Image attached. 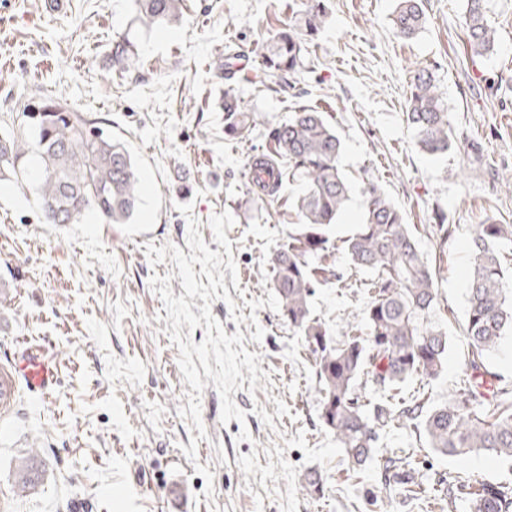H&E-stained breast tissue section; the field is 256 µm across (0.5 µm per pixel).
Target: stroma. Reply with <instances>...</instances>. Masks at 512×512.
Returning a JSON list of instances; mask_svg holds the SVG:
<instances>
[{
	"mask_svg": "<svg viewBox=\"0 0 512 512\" xmlns=\"http://www.w3.org/2000/svg\"><path fill=\"white\" fill-rule=\"evenodd\" d=\"M302 0H184L179 20L139 38V57L115 69L112 40L133 16L132 0H66L59 13L45 0H0V113L19 112L32 95L57 98L101 120L124 145L141 178V204L126 224L87 217L74 226L44 223L32 186L0 184V372L38 345L53 356L56 380L43 395L17 385L0 405V512H167L165 494L179 482L192 512H470L449 487L472 481L512 486V468L490 456L457 463L435 455L411 428H391L382 449L413 448L426 473L418 496L394 489L369 504L379 470L349 469L334 435L321 427L314 362L279 310L269 265L299 217L301 184L280 196L247 200V163L271 126L300 108L324 113L341 142L340 167L352 200L329 226L332 240L363 218V180L377 182L402 210L419 251L436 272L437 299L428 321L448 334L445 372L415 381L427 405L447 403L468 357L464 339L468 271L479 225L512 224V0H487L496 30L485 56L465 49L464 0H423L426 21L411 39L397 36L396 0H324L325 21L276 93L260 63L263 52L301 10ZM434 76L456 145L431 157L404 120L415 70ZM250 112L249 139L224 134V93ZM192 207L184 216L180 205ZM230 212L227 229L238 288L212 314L226 334L242 332L265 371L255 392H233L245 422L221 423L214 385L201 395L207 432L196 456L182 452L192 436L178 407L191 387L167 334L168 312L150 285L170 276L172 260L152 264L147 245L186 248L188 220L211 251L208 225ZM445 214L448 239L430 226ZM341 282L317 288L312 313L344 339L370 301L369 272L335 256ZM243 315L235 323L233 314ZM251 438L239 440L241 428ZM42 449L40 487L13 493L15 458ZM214 475L213 497L196 465ZM328 481L321 495L300 486L311 469Z\"/></svg>",
	"mask_w": 512,
	"mask_h": 512,
	"instance_id": "1",
	"label": "stroma"
}]
</instances>
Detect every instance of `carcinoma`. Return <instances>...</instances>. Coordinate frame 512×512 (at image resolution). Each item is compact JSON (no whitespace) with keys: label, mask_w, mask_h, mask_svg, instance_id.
<instances>
[{"label":"carcinoma","mask_w":512,"mask_h":512,"mask_svg":"<svg viewBox=\"0 0 512 512\" xmlns=\"http://www.w3.org/2000/svg\"><path fill=\"white\" fill-rule=\"evenodd\" d=\"M137 31L179 20L182 0H133ZM467 46L476 56L493 50L495 30L488 22L486 0H465ZM321 0H307L301 30L283 28L267 47L262 65L288 91L287 75L301 63L306 38L322 26ZM425 24L421 0H397L391 25L403 38ZM138 58L135 39L124 34L112 41V65L127 68ZM406 122L426 154L448 153L454 137L435 79L415 72ZM252 120L240 100L224 92V133L245 137ZM341 143L323 113L300 109L273 126L266 151L249 164V200L274 197L285 183L300 180L305 190L295 201L300 224L288 243L270 258L280 311L299 333L314 361L319 420L336 437L344 460L354 467L368 462L384 475L379 492L391 484H414L413 454L376 455L380 430L395 423L419 421L432 451L464 462L485 454L512 463V386H502L486 369L505 332L512 330V271L499 248L512 243V224H481L473 238L466 313L468 359L455 398L427 406L420 396L403 401L399 394L414 379L438 378L448 359V333L427 326L424 318L437 298L434 272L419 252L402 211L374 182L364 183V214L354 234L343 241L349 263L373 272L371 301L361 313L363 327L338 342L311 308L315 288L340 280L335 245L328 227L350 202L351 187L338 165ZM35 187L46 224H79L94 214L108 224H124L140 203V180L129 153L102 135L96 120L52 98L30 97L18 123L0 125V182ZM46 463L31 448L14 470L20 494L43 481ZM325 474L307 471L301 488L314 496ZM471 512H512V488L486 482L466 484Z\"/></svg>","instance_id":"1"}]
</instances>
